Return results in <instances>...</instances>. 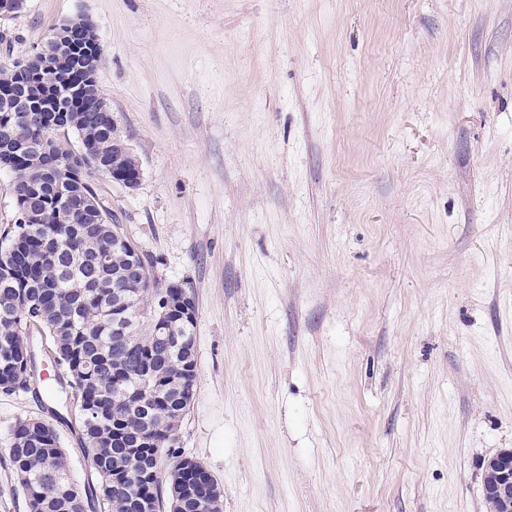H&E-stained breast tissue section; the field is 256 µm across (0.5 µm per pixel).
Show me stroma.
<instances>
[{
    "label": "stroma",
    "mask_w": 512,
    "mask_h": 512,
    "mask_svg": "<svg viewBox=\"0 0 512 512\" xmlns=\"http://www.w3.org/2000/svg\"><path fill=\"white\" fill-rule=\"evenodd\" d=\"M137 157L100 203L197 307L198 378L164 457L223 512H484L512 448V0H25L0 66L77 18ZM0 390L7 453L70 391Z\"/></svg>",
    "instance_id": "stroma-1"
}]
</instances>
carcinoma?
<instances>
[{"label":"carcinoma","instance_id":"obj_1","mask_svg":"<svg viewBox=\"0 0 512 512\" xmlns=\"http://www.w3.org/2000/svg\"><path fill=\"white\" fill-rule=\"evenodd\" d=\"M0 67V80L19 95L42 103L66 89V78L43 92L29 71ZM67 112H0V164L13 173L10 184L17 219L0 239L9 254L0 271V389L29 387L35 356L25 360L23 336L47 338L55 365L67 377L82 416L85 454L98 475L104 512H139L138 504L156 499L158 449L133 446V439L151 425L160 447H169L173 425L162 414L178 410V393L164 378L196 351L179 352L175 337L194 336L196 323L176 319L157 304L147 310L127 306L115 294L131 289L134 259L131 247L118 238L121 225L99 203L84 172L86 157L112 166V115L84 112L74 98L64 100ZM72 132L85 141V155L72 153L62 138ZM48 142V166L63 162L67 175L50 178L46 169L16 155L9 144ZM88 202L83 211L70 203ZM124 313L130 334L112 331V314ZM170 328L164 337L159 325ZM9 459L25 491L28 512H85L91 489L71 474L53 424L36 418L19 421L11 434ZM213 481L197 464L185 461L181 478L170 484L172 512H199Z\"/></svg>","mask_w":512,"mask_h":512}]
</instances>
